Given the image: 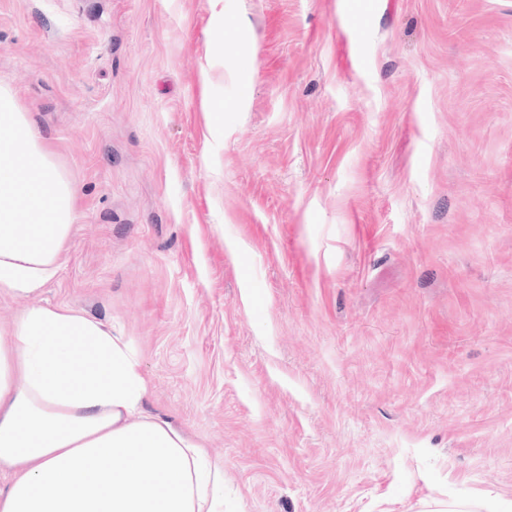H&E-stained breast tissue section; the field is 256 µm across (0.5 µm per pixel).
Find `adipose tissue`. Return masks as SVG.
Masks as SVG:
<instances>
[{"mask_svg":"<svg viewBox=\"0 0 512 512\" xmlns=\"http://www.w3.org/2000/svg\"><path fill=\"white\" fill-rule=\"evenodd\" d=\"M78 191L0 86V293L55 277ZM147 381L124 337L74 309L30 306L0 328V512H224L207 448L144 414Z\"/></svg>","mask_w":512,"mask_h":512,"instance_id":"ef3b65f1","label":"adipose tissue"}]
</instances>
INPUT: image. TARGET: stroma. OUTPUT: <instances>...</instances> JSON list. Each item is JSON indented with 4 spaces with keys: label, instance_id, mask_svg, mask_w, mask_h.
I'll list each match as a JSON object with an SVG mask.
<instances>
[{
    "label": "stroma",
    "instance_id": "1",
    "mask_svg": "<svg viewBox=\"0 0 512 512\" xmlns=\"http://www.w3.org/2000/svg\"><path fill=\"white\" fill-rule=\"evenodd\" d=\"M120 332L228 512L512 501V0H0Z\"/></svg>",
    "mask_w": 512,
    "mask_h": 512
}]
</instances>
